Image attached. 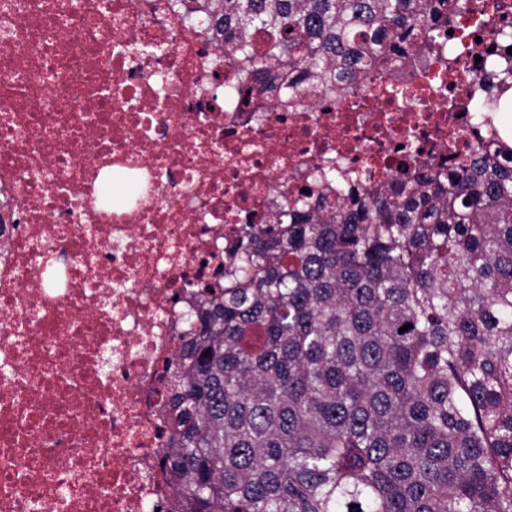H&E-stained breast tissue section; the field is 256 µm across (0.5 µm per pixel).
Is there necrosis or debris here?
Segmentation results:
<instances>
[{
	"mask_svg": "<svg viewBox=\"0 0 512 512\" xmlns=\"http://www.w3.org/2000/svg\"><path fill=\"white\" fill-rule=\"evenodd\" d=\"M0 0V512H166L160 372L284 199L512 153L487 76L512 0L335 93L224 62L204 0Z\"/></svg>",
	"mask_w": 512,
	"mask_h": 512,
	"instance_id": "obj_1",
	"label": "necrosis or debris"
}]
</instances>
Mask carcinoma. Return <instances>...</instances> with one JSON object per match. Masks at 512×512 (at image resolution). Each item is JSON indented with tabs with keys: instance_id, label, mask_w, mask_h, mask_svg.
<instances>
[{
	"instance_id": "1",
	"label": "carcinoma",
	"mask_w": 512,
	"mask_h": 512,
	"mask_svg": "<svg viewBox=\"0 0 512 512\" xmlns=\"http://www.w3.org/2000/svg\"><path fill=\"white\" fill-rule=\"evenodd\" d=\"M208 4L225 60L300 95L433 49L456 0ZM289 215L166 365L175 512H512V160Z\"/></svg>"
}]
</instances>
